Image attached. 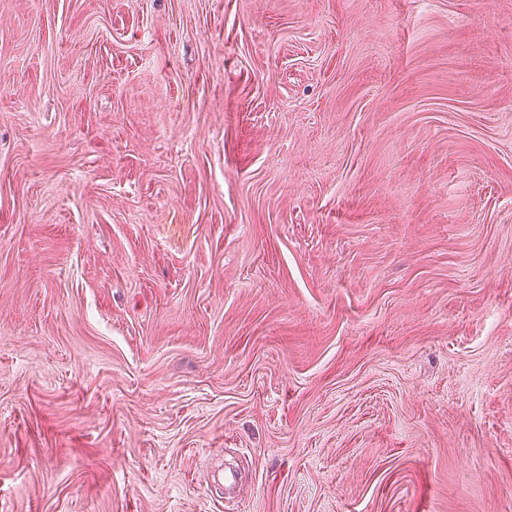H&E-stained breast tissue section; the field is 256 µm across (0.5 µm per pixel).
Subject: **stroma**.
Here are the masks:
<instances>
[{"label": "stroma", "instance_id": "1", "mask_svg": "<svg viewBox=\"0 0 512 512\" xmlns=\"http://www.w3.org/2000/svg\"><path fill=\"white\" fill-rule=\"evenodd\" d=\"M0 512H512V0H0Z\"/></svg>", "mask_w": 512, "mask_h": 512}]
</instances>
